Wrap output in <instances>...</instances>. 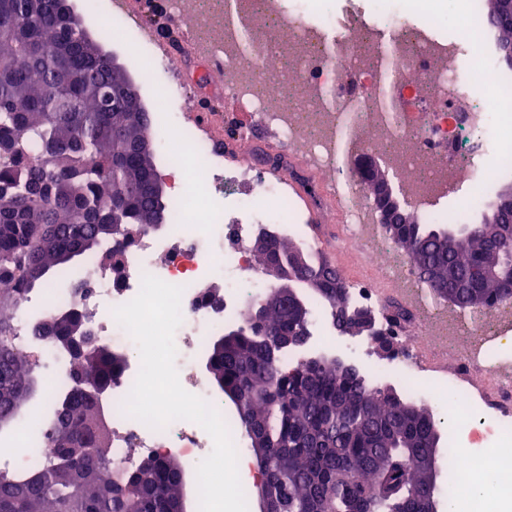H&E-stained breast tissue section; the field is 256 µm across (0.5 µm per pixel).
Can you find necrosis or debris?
<instances>
[{
  "label": "necrosis or debris",
  "mask_w": 512,
  "mask_h": 512,
  "mask_svg": "<svg viewBox=\"0 0 512 512\" xmlns=\"http://www.w3.org/2000/svg\"><path fill=\"white\" fill-rule=\"evenodd\" d=\"M469 27L452 37L438 34L443 24L434 0H408L401 14L393 0H344L320 12L309 0H261L258 27L248 39L222 32L220 6L202 0H168V10L189 20L187 43L205 56L224 60V102L250 112L275 140L332 173L320 192L339 202L348 225L345 246L356 249L374 273L368 282H349L353 302L382 308L387 294L403 297L412 325L386 318L384 332L407 348L404 358L386 366L415 397L429 400L448 392L442 412L458 435L450 457L454 493L467 490L486 470H494L497 489L470 500L469 512H499L512 500V362L501 359L512 348V307L466 317L474 336L469 347L455 344L458 324L443 313L417 277L396 259L383 258L382 237L366 223L370 200L340 164L339 134L358 149L387 160L407 199L420 202L421 219L435 224L468 223L496 178L512 170V74L497 63L495 35L484 22L485 0H469ZM101 23L118 26L150 51L162 81L160 92L172 106L160 115L162 150H175L185 163L170 198L175 219L163 235L138 236L125 254L122 276L94 266L87 283L58 298L32 293L16 309L18 347L34 361L45 382L62 390L66 359L48 341L30 336L33 315L77 306L97 338L112 347L137 351L130 334L113 316L114 308L137 296L143 275L183 287L182 322L174 334L183 388L216 409L224 399L198 372L210 338L239 322L246 301L265 285L255 275L248 243L259 227L290 230L310 242L307 214L287 184L270 179L254 165L225 162L197 123L181 107L194 96L181 80L175 58L160 47L152 28L133 13L129 0H103ZM480 71L493 98L476 91L470 76ZM396 96L395 110L374 102ZM462 195L464 208H443L447 195ZM222 283V299L212 298L202 281ZM141 366L127 364L99 409L109 424L119 466L135 464V453L180 454L190 466L213 449L197 423L176 420L154 429L124 414L122 404Z\"/></svg>",
  "instance_id": "1"
}]
</instances>
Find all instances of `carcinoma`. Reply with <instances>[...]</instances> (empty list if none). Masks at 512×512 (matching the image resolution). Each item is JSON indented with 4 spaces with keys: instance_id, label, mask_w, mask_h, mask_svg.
I'll use <instances>...</instances> for the list:
<instances>
[{
    "instance_id": "cac0c4a2",
    "label": "carcinoma",
    "mask_w": 512,
    "mask_h": 512,
    "mask_svg": "<svg viewBox=\"0 0 512 512\" xmlns=\"http://www.w3.org/2000/svg\"><path fill=\"white\" fill-rule=\"evenodd\" d=\"M487 24L512 67V17L486 0ZM57 0H0V435L8 436L35 401L53 428L27 449L36 463L24 477L0 469V512H174L186 472L172 456L133 470L114 466L97 395L126 364L98 341L82 358L74 340L89 333L76 309L33 323L34 334L67 357L68 392L49 393L13 338L12 313L49 279L145 233L154 208L171 219L167 200L151 195L158 177L151 119L134 100L112 101L127 73L112 63ZM412 269L441 300L461 310L493 311L512 300V280H490V265L512 259V215L466 238L439 224H383ZM259 266L274 262L309 281L304 313L293 302L257 317L249 303L227 343L210 342L208 370L220 393H233L231 416L268 490V512H426L428 489L449 452L439 451V421L396 389L371 383L334 356L291 357L311 339L312 304L336 331L361 333L373 309L350 302L339 271L320 253L278 236L252 250ZM293 344L270 350L271 338Z\"/></svg>"
}]
</instances>
